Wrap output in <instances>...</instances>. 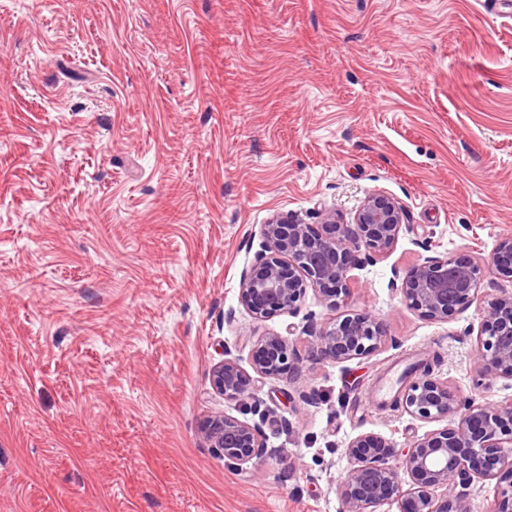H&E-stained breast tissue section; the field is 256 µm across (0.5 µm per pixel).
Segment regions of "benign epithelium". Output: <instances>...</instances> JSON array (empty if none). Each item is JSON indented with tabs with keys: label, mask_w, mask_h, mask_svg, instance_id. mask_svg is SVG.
Here are the masks:
<instances>
[{
	"label": "benign epithelium",
	"mask_w": 512,
	"mask_h": 512,
	"mask_svg": "<svg viewBox=\"0 0 512 512\" xmlns=\"http://www.w3.org/2000/svg\"><path fill=\"white\" fill-rule=\"evenodd\" d=\"M404 220V207L383 192L367 193L350 224L341 222L336 210H323L319 231L297 219L272 215L261 227L262 249L242 273L239 303L259 321L295 313L309 289L329 307H343L350 294L349 273L390 252ZM490 263L512 277L511 234L500 237ZM481 275L480 265L467 255H427L394 273L391 287L422 317L444 323L474 302ZM480 316L475 348L480 371L487 380L512 381V293L486 300ZM310 337L318 360L339 363L376 353L386 332L380 320L350 309L311 331ZM252 366L265 378L300 371L294 348L274 332L254 341ZM211 386L236 406L261 405L255 380L231 359L213 367ZM398 404L423 421L453 422L402 450L375 434L349 441L345 454L350 468L339 485L343 512H375L391 501L399 504L400 512H471L460 487L476 479L498 480L497 512H512V402L479 401L427 371L404 390ZM203 438L229 464L260 466L265 460L260 426L234 416L209 419ZM403 473L410 478L406 488Z\"/></svg>",
	"instance_id": "obj_1"
}]
</instances>
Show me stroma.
Wrapping results in <instances>:
<instances>
[{"mask_svg":"<svg viewBox=\"0 0 512 512\" xmlns=\"http://www.w3.org/2000/svg\"><path fill=\"white\" fill-rule=\"evenodd\" d=\"M380 191L394 249L352 270L350 308L388 344L316 360L307 293L259 322L238 301L275 213L352 219ZM512 234V9L484 0H0V512H342L345 447L405 448L425 422L368 392L431 363L512 400L474 354L478 305L424 319L391 289L425 252L486 264ZM233 321H225L227 312ZM288 335L300 375L255 384L263 412L210 384L252 342ZM259 425L262 467L201 435Z\"/></svg>","mask_w":512,"mask_h":512,"instance_id":"stroma-1","label":"stroma"}]
</instances>
